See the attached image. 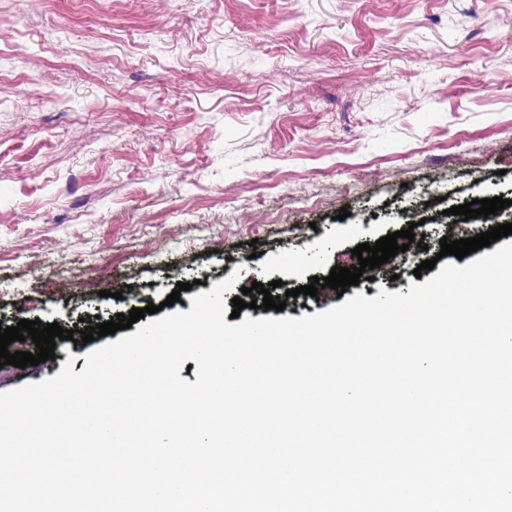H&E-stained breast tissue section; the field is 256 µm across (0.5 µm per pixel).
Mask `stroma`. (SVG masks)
<instances>
[{"label":"stroma","instance_id":"35a3bbf8","mask_svg":"<svg viewBox=\"0 0 512 512\" xmlns=\"http://www.w3.org/2000/svg\"><path fill=\"white\" fill-rule=\"evenodd\" d=\"M498 195L512 223V0H0V324L305 286L420 220L432 258L476 234L450 207ZM110 341L0 367V392Z\"/></svg>","mask_w":512,"mask_h":512}]
</instances>
